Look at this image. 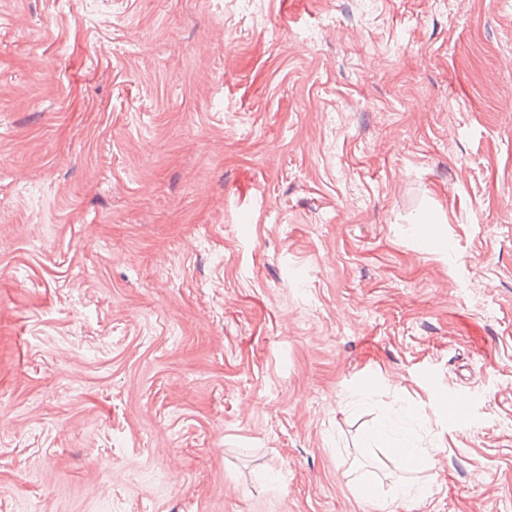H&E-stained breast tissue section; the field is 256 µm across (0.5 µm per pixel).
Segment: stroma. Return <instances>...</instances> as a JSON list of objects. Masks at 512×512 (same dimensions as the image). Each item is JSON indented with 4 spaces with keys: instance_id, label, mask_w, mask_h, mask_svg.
<instances>
[{
    "instance_id": "stroma-1",
    "label": "stroma",
    "mask_w": 512,
    "mask_h": 512,
    "mask_svg": "<svg viewBox=\"0 0 512 512\" xmlns=\"http://www.w3.org/2000/svg\"><path fill=\"white\" fill-rule=\"evenodd\" d=\"M511 96L512 0H0V512H512ZM389 444L394 461L401 469L412 471L421 464L422 459L416 448L397 440H392Z\"/></svg>"
}]
</instances>
